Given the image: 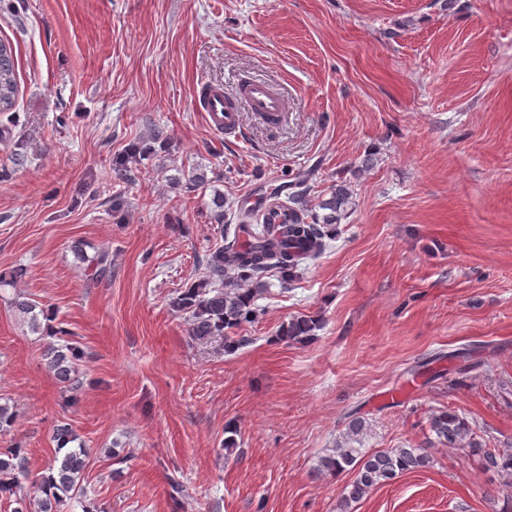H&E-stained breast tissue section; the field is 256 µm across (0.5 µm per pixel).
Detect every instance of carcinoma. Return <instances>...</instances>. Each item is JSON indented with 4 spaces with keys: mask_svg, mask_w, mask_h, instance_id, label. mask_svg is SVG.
Here are the masks:
<instances>
[{
    "mask_svg": "<svg viewBox=\"0 0 512 512\" xmlns=\"http://www.w3.org/2000/svg\"><path fill=\"white\" fill-rule=\"evenodd\" d=\"M18 94L15 69V51L8 41L0 40V112L11 111ZM305 191L296 192L286 199L274 196L264 209L255 213H240V224L230 241L216 247L208 258L210 280L194 284L172 298L171 306L179 312L190 314L189 334L199 341H208L217 336L232 343L226 331L243 321L255 317L251 308L253 298L263 291V277L276 272L284 282L296 276L299 266L315 257L323 248L326 237L324 228L338 222L349 204L350 194L343 185L336 186L330 198L320 203L326 214L312 212L305 200ZM95 279H104L112 272V255L103 250L96 260ZM230 270L235 282L222 285L224 272ZM221 282L211 285L212 280ZM14 308L27 322L31 331L40 330L36 312L37 304L17 299ZM316 321L300 317L290 322L283 330V338L304 342L310 339ZM80 349L69 341L48 346L45 357L47 368L56 380L75 390L80 386L76 377L75 361ZM363 421L356 418L350 422L345 444L332 449L321 457L319 470L328 475L337 474L348 466L357 470L354 481L346 487L342 506L362 499L372 488L385 484L408 471L424 469L432 460L421 448H390L370 453L362 448H353L351 443L360 441ZM429 428L439 443L450 448H461L478 458L481 465L496 472L506 487H512V450L493 451L473 437L466 422L451 412H440L430 418ZM58 449L63 451L57 466L40 475L36 484L42 497L27 505L21 499L14 512H60V506L71 495L84 493L81 487L87 467L83 448H70L75 441L72 429L59 424L55 429ZM26 472V458L20 448H11L0 453V495L16 492V474Z\"/></svg>",
    "mask_w": 512,
    "mask_h": 512,
    "instance_id": "1",
    "label": "carcinoma"
}]
</instances>
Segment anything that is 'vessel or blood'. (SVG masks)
I'll use <instances>...</instances> for the list:
<instances>
[{"label":"vessel or blood","instance_id":"obj_1","mask_svg":"<svg viewBox=\"0 0 512 512\" xmlns=\"http://www.w3.org/2000/svg\"><path fill=\"white\" fill-rule=\"evenodd\" d=\"M195 108L203 113L213 129L227 135H237L241 132L242 113L251 112L263 119L278 121L287 112V101L266 82L249 79L240 85L233 96L226 95L223 87L208 86L197 99Z\"/></svg>","mask_w":512,"mask_h":512}]
</instances>
